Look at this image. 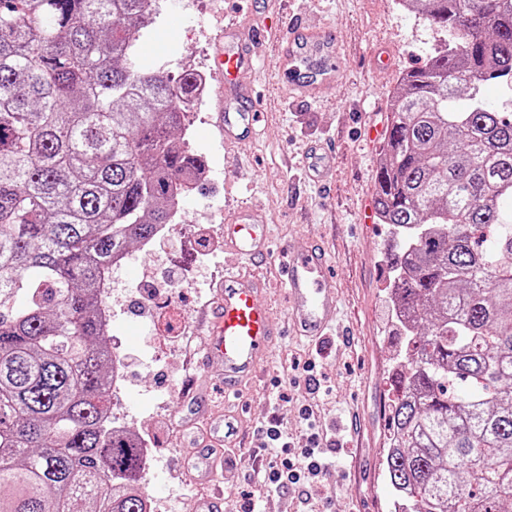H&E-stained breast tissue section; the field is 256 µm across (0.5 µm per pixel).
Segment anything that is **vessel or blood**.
Listing matches in <instances>:
<instances>
[{"label": "vessel or blood", "mask_w": 512, "mask_h": 512, "mask_svg": "<svg viewBox=\"0 0 512 512\" xmlns=\"http://www.w3.org/2000/svg\"><path fill=\"white\" fill-rule=\"evenodd\" d=\"M299 44L281 51L280 82L288 98L314 96L319 84L338 77L343 59L323 33L293 23ZM211 77L218 101L216 125L225 144L258 135L267 113L256 89L237 82L236 71L250 65L270 45L280 42L279 32L267 24L233 23L220 35ZM332 160L325 145L310 148L303 161L307 177L321 179ZM264 212L248 207L224 220V245L233 250L240 269L224 272V284L214 310L212 339L206 358L224 364L225 392H238L246 381L260 374L277 334L271 301L262 280L241 268L267 260L271 254ZM288 288V320L293 330L314 342L330 336L336 320V282L327 271L324 251L313 248L289 256L285 270Z\"/></svg>", "instance_id": "vessel-or-blood-1"}]
</instances>
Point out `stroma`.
<instances>
[{"label": "stroma", "instance_id": "1", "mask_svg": "<svg viewBox=\"0 0 512 512\" xmlns=\"http://www.w3.org/2000/svg\"><path fill=\"white\" fill-rule=\"evenodd\" d=\"M153 28L137 53L153 70L176 76L187 64L210 68L214 41L230 16L252 11L253 22L275 24L302 18L312 30L326 32L344 60L340 79L313 98L290 101L279 84L277 47L239 75L255 84L270 120L256 139L225 148L213 112L200 105L188 114L183 135L201 155L209 175L184 202L177 229L156 249L132 246L125 267L114 274L133 303L113 306L112 333L128 358L123 400L112 414L124 431L141 433L153 465L143 482L158 503L157 512H199L212 487L197 478L190 451L212 448L215 481L224 496L239 502L266 501L269 512H305L299 489L268 492L253 473L268 463L263 431L279 418L289 437L305 433L299 414L319 397L326 420L344 429L329 453L326 480L332 495L318 512H390L392 491L385 478L390 374L394 341L387 307L388 269L384 262L389 229L372 213L374 175L385 145L389 95L404 72L421 66L443 37L418 18L405 14L397 0H199L188 17L173 0H159ZM392 50V65L379 67V49ZM329 143L334 165L323 182L299 177L296 166L312 144ZM250 207L267 212L273 254L252 266L264 280L274 316L284 320L287 296L284 265L289 255L312 242L328 249L329 269L337 280L336 335L315 346L283 332L275 337L262 380L245 385L233 398L232 439L219 438L210 420L223 416L224 366L204 358L209 343L206 318L238 258L223 247L227 209ZM175 290L154 300L159 285ZM316 359L318 395H311L303 366Z\"/></svg>", "mask_w": 512, "mask_h": 512}]
</instances>
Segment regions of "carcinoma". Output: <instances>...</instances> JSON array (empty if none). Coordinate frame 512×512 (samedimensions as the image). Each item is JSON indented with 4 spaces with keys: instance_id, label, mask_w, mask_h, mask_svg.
Returning a JSON list of instances; mask_svg holds the SVG:
<instances>
[{
    "instance_id": "carcinoma-1",
    "label": "carcinoma",
    "mask_w": 512,
    "mask_h": 512,
    "mask_svg": "<svg viewBox=\"0 0 512 512\" xmlns=\"http://www.w3.org/2000/svg\"><path fill=\"white\" fill-rule=\"evenodd\" d=\"M150 0H0V512H146L107 427L97 285L172 223L197 75L146 72ZM448 48L405 72L374 179L405 352L384 461L394 512L512 502V0H407Z\"/></svg>"
}]
</instances>
